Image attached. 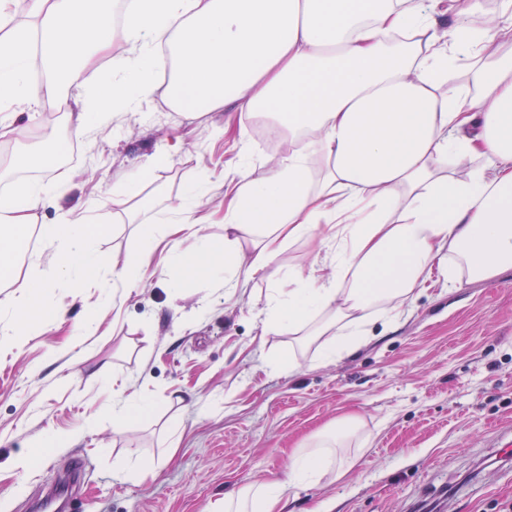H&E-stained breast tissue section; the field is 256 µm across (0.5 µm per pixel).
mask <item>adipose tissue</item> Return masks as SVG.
Instances as JSON below:
<instances>
[{
  "label": "adipose tissue",
  "mask_w": 512,
  "mask_h": 512,
  "mask_svg": "<svg viewBox=\"0 0 512 512\" xmlns=\"http://www.w3.org/2000/svg\"><path fill=\"white\" fill-rule=\"evenodd\" d=\"M12 4L0 0V137L21 134L14 113L62 98L75 134L93 137L151 96L167 65L180 112L261 117L290 140L265 175L240 159L223 246L201 236L193 251L169 252L183 277L231 268L246 281L280 265L287 243L332 244L330 263L289 270L264 329L326 336L330 359L363 342L365 324L391 326L433 272L454 284L512 269V0L493 11L487 0H130L131 49L108 71L116 0H27L32 29L15 23ZM37 59L63 66L62 78L33 83ZM53 191L31 180L0 196V270ZM98 231L86 208L41 225L53 287L99 267L88 246ZM254 233L251 256L237 253L239 236ZM359 428L349 419L319 430L285 479L240 487L221 512H283Z\"/></svg>",
  "instance_id": "ef3b65f1"
}]
</instances>
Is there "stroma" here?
<instances>
[{
	"instance_id": "35a3bbf8",
	"label": "stroma",
	"mask_w": 512,
	"mask_h": 512,
	"mask_svg": "<svg viewBox=\"0 0 512 512\" xmlns=\"http://www.w3.org/2000/svg\"><path fill=\"white\" fill-rule=\"evenodd\" d=\"M67 115L56 105L20 113L24 137L0 138V192L28 180L62 186L37 211L8 293L53 278L39 227L83 204L108 219L90 246L111 300L88 280L43 289L29 321L0 311V512H31L76 456L85 474L70 512H213L238 487L281 477L311 434L345 415L362 424L352 468L299 486L284 512H512V460L498 455L512 448V270L453 287L432 279L393 330L319 362L320 342L292 347L262 330L266 300L287 277L261 273L229 295L220 279L168 267L171 245L192 249L191 232L161 240L140 286L126 288L136 227L112 210L113 186L164 154L141 183L151 214L205 180L196 214L223 245L224 187L241 144L262 174L287 142L253 126L225 133L224 112L186 120L161 87L91 139L75 136ZM48 144L53 167L17 168ZM129 399L147 411L113 430V407ZM26 455L28 468L16 467Z\"/></svg>"
}]
</instances>
